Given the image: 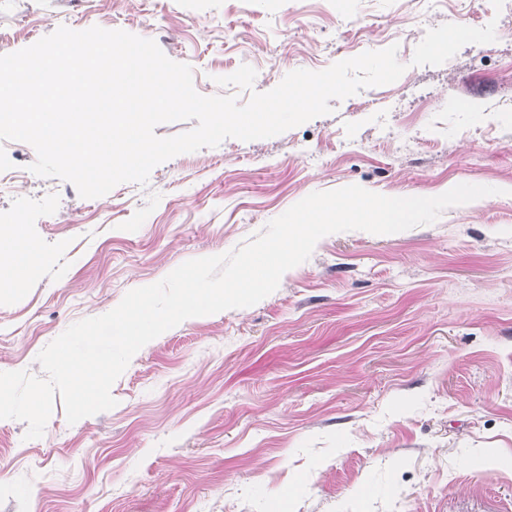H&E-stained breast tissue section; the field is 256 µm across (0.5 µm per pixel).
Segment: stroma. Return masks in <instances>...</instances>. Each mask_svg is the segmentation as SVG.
Wrapping results in <instances>:
<instances>
[{
	"label": "stroma",
	"mask_w": 512,
	"mask_h": 512,
	"mask_svg": "<svg viewBox=\"0 0 512 512\" xmlns=\"http://www.w3.org/2000/svg\"><path fill=\"white\" fill-rule=\"evenodd\" d=\"M62 25L154 40L199 94L242 104L250 91L215 79L244 64L258 92L393 44L406 70L94 199L0 141V174L22 176L0 222L51 258L0 294V372L42 375L38 354L70 325L236 249L310 193H495L402 232L321 238L257 304L142 347L110 410L71 425L55 403L33 440L0 419V512H512V110L498 108L512 14L492 0H0V55Z\"/></svg>",
	"instance_id": "obj_1"
}]
</instances>
